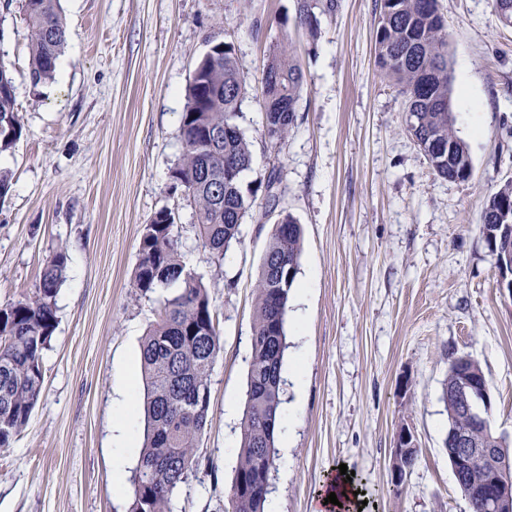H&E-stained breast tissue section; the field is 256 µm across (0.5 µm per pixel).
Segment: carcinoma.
<instances>
[{
    "instance_id": "carcinoma-1",
    "label": "carcinoma",
    "mask_w": 512,
    "mask_h": 512,
    "mask_svg": "<svg viewBox=\"0 0 512 512\" xmlns=\"http://www.w3.org/2000/svg\"><path fill=\"white\" fill-rule=\"evenodd\" d=\"M60 0H22L30 32L28 79L33 87L54 80L56 63L67 42ZM437 0H379L376 62L400 87L408 108L420 120L419 133L454 147L453 163L429 162L437 176L454 180L452 171L472 164L467 144L455 133L448 73V35ZM339 0H296L295 22L312 42L322 22L336 16ZM186 90L181 116L182 156L170 170L172 187L183 188L194 204L198 235L216 262L239 240L240 226L255 205L258 192L273 196L278 176L256 187L243 185L251 168V144L241 133L224 136V125L238 116L245 82L233 43L208 41ZM262 83L264 129L279 146L296 121V104L304 86L301 61L288 37L270 48ZM15 108V86L0 64V153L22 136ZM512 208V181L492 193L484 208V238L497 255L512 254V223L496 224L494 214ZM288 231L272 227L255 286L251 361L241 419L238 465L224 512H265L271 492L267 460L274 458L281 423L287 348L285 320L290 287H273L270 269L283 265L298 270L303 230L289 214ZM68 254L57 251L44 265L30 296L0 307V448H9L28 424L43 388V353L57 323L56 297L66 278ZM134 285L143 293L175 287L141 344V380L145 418L142 446L132 478L129 512H172V497L197 477V442L210 407L211 378L222 350L220 330L208 290L181 260L178 225L166 223L157 211L144 225ZM458 383L448 368L443 401L448 424L475 438L483 427L459 414L451 389ZM476 486L489 478L487 463L474 458L467 467Z\"/></svg>"
}]
</instances>
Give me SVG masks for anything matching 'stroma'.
Segmentation results:
<instances>
[{
	"mask_svg": "<svg viewBox=\"0 0 512 512\" xmlns=\"http://www.w3.org/2000/svg\"><path fill=\"white\" fill-rule=\"evenodd\" d=\"M492 0H437L448 31L455 131L466 182L438 177L405 129V103L375 61L377 0H340L310 43L295 0H60L69 36L55 79L32 88L21 0L0 6V61L23 135L0 154V306L29 296L45 262L68 254L42 396L0 449V512H127L112 482L124 405L141 407L140 346L169 292L133 286L144 224L172 209L184 264L206 285L223 350L214 366L197 480L174 512H222L238 463L254 286L273 222L264 198L241 241L214 263L191 200L172 191L180 120L208 37L234 43L246 94L236 123L251 143L247 184L280 176L279 211L303 228L289 294L283 406L291 455L270 474L278 512H313L333 467L354 471L364 512H470L448 462L442 400L448 356L478 362L492 430L512 441V297L480 226L512 180V28ZM259 34H251L254 22ZM288 36L304 88L278 153L262 123L270 44ZM419 448L401 491L390 457L401 428Z\"/></svg>",
	"mask_w": 512,
	"mask_h": 512,
	"instance_id": "obj_1",
	"label": "stroma"
}]
</instances>
